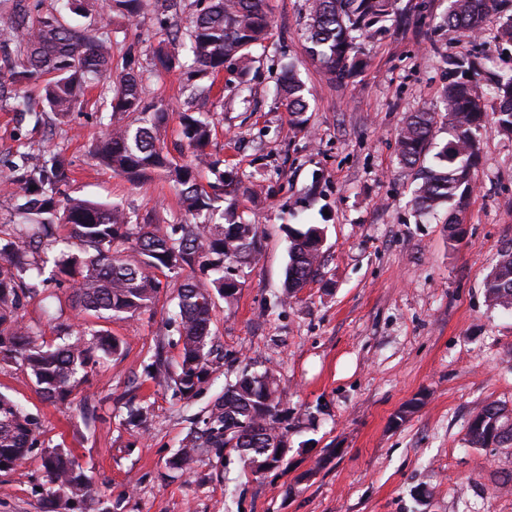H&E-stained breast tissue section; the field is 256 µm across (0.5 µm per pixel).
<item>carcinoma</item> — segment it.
I'll return each mask as SVG.
<instances>
[{
  "mask_svg": "<svg viewBox=\"0 0 512 512\" xmlns=\"http://www.w3.org/2000/svg\"><path fill=\"white\" fill-rule=\"evenodd\" d=\"M0 6V89L3 82L44 81L41 110L26 100L15 103L22 119L36 125L47 114L64 117L84 103L89 89H98L106 103V131L92 156L113 173L138 184L156 172L166 175L187 219L175 224H148L133 218L116 203H101L75 196L69 163L52 155L37 167L21 153L0 163L8 181L15 212L24 232L0 229V363L22 362L40 395L66 401L80 383L90 353L106 355L120 350L121 342L93 326L60 322L61 343L43 347L37 332L23 321L24 301L37 293L34 275L50 269L49 280L70 278L75 283V308L114 320L151 310L160 287L156 273L181 277L200 270L205 279L182 277L175 307L165 318L174 328L179 347L177 370H169L160 339L149 377L183 400H190L213 373L220 358L214 348L212 324L215 299L230 301L238 288L232 269L244 267L256 250L259 227L234 219L220 202L239 184L231 171L205 152L214 123L213 79L224 64L241 74L255 62L253 49L262 44L269 27L266 0H193L188 24L175 22L157 51L164 68H187L184 105L180 113L181 140L191 158L178 162L164 151L161 127L164 105L147 106L143 78L127 54L124 73L112 84V30L99 19L83 30L71 25L69 15L86 12V0H3ZM141 0H107L108 9L137 15ZM306 50L333 80L345 84L361 68L360 43L373 41L392 27L404 25L409 9L402 0H307ZM500 0H448L436 28L460 45L482 32L487 15ZM453 78L443 90L444 111L422 106L408 113L396 137L399 163L413 172L411 204L420 216L445 209L448 236L458 235L461 213L473 194L474 170L479 163V138L485 129L481 71L463 51L446 59ZM499 103L498 131L512 135V73L499 75L493 86ZM292 130H307L309 104L303 83L293 73L277 85ZM448 126L450 138L435 142L437 128ZM217 174L205 188L198 182L200 168ZM69 227L62 238L57 227ZM289 262L283 299L297 295L322 275L323 229L287 227ZM485 295L493 308L512 310V248L502 252L486 276ZM288 412L278 392L275 374L257 376L243 368L224 384V395L206 411L201 426L191 429L168 460L173 470L186 473L204 460L218 464L236 455L253 475L284 464L280 443L288 430L280 427ZM41 424L24 406L0 393V472L25 460L39 447ZM470 448H511L512 409L491 403L481 406L468 421ZM44 498L50 512H75L80 505L100 502V488L79 462L61 448L43 449Z\"/></svg>",
  "mask_w": 512,
  "mask_h": 512,
  "instance_id": "obj_1",
  "label": "carcinoma"
}]
</instances>
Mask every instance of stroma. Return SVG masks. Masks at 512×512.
I'll return each instance as SVG.
<instances>
[{
	"label": "stroma",
	"instance_id": "obj_1",
	"mask_svg": "<svg viewBox=\"0 0 512 512\" xmlns=\"http://www.w3.org/2000/svg\"><path fill=\"white\" fill-rule=\"evenodd\" d=\"M267 2L269 35L254 49L249 74L225 66L212 91L208 151L242 182L237 220L259 227L255 257L237 272L240 292L216 303L222 367L186 404L148 378L168 333L175 282L165 277L153 310L95 320L122 349L95 353L73 404L43 399L18 362L0 364V393L39 418L42 448L69 450L98 482L102 512H512V490L501 486L512 474V448L465 445L477 408H512V313L490 308L484 294L492 265L512 248V136L483 135L475 191L459 239L450 240L447 211L414 212L413 176L397 160L395 139L407 112L439 101L445 59L458 46L429 24L390 29L366 45V66L341 86L306 53V0ZM175 19L163 0H144L137 18L116 14L111 25L114 56L138 58L146 103L169 112L165 143L174 155L186 74L155 67L153 56ZM499 25L491 14L470 48L512 72ZM289 64L310 90L301 133L290 130L275 94ZM102 111L90 103L70 114L61 138L17 127L0 110V158L38 143L34 163L62 153L78 195L121 203L154 224L176 222L178 198L162 176L133 185L91 157ZM288 224L323 227L324 275L284 304ZM70 293V282L52 283L28 300L24 321L44 344L58 341L54 318L84 322ZM247 364L277 377L288 407L287 467L256 477L233 456L191 473L169 471L192 418ZM413 401L418 409L395 422ZM131 404L148 407L144 428L127 424ZM327 450L329 463L314 468ZM42 483L40 451L0 472V512H44Z\"/></svg>",
	"mask_w": 512,
	"mask_h": 512
}]
</instances>
